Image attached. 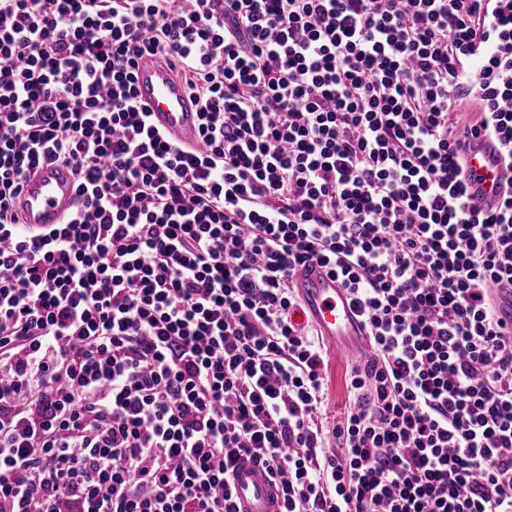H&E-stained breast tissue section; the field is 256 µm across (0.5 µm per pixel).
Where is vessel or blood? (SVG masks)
I'll return each instance as SVG.
<instances>
[{
  "label": "vessel or blood",
  "mask_w": 512,
  "mask_h": 512,
  "mask_svg": "<svg viewBox=\"0 0 512 512\" xmlns=\"http://www.w3.org/2000/svg\"><path fill=\"white\" fill-rule=\"evenodd\" d=\"M138 100L150 114L152 124L175 142L197 141L199 117L185 87L163 60L145 56L136 68ZM460 150L466 158L465 181L483 210L496 208L502 183L512 177L501 162L497 144L485 137L462 138ZM78 202L75 176L63 164H43L24 179L13 207L25 229H45L65 223ZM300 299L296 310L302 323L312 325L328 350L367 360L370 343L357 309L334 274L318 262L300 269L294 279ZM241 512H279L277 489L259 467L243 463L232 474Z\"/></svg>",
  "instance_id": "1"
}]
</instances>
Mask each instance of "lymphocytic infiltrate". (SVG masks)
<instances>
[{"label":"lymphocytic infiltrate","instance_id":"f902f5d3","mask_svg":"<svg viewBox=\"0 0 512 512\" xmlns=\"http://www.w3.org/2000/svg\"><path fill=\"white\" fill-rule=\"evenodd\" d=\"M462 129L512 170V0H0V512H237L244 460L281 512H512V179L477 208ZM43 162L81 204L29 231ZM311 260L372 348L328 429ZM138 100L151 112V122L175 142L194 145L199 117L184 84L163 60L143 56L136 68Z\"/></svg>","mask_w":512,"mask_h":512}]
</instances>
